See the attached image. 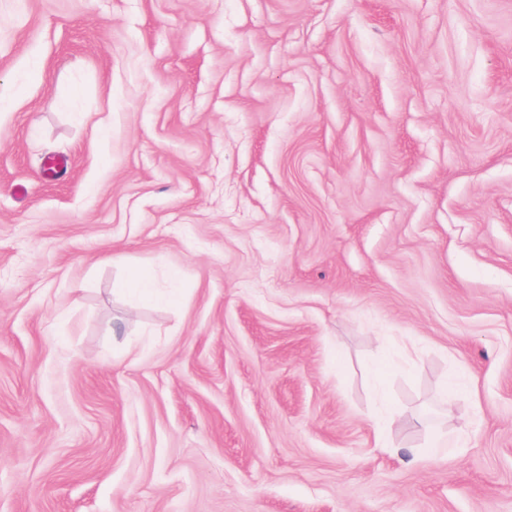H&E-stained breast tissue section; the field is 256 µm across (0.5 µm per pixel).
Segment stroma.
Here are the masks:
<instances>
[{"label": "stroma", "mask_w": 512, "mask_h": 512, "mask_svg": "<svg viewBox=\"0 0 512 512\" xmlns=\"http://www.w3.org/2000/svg\"><path fill=\"white\" fill-rule=\"evenodd\" d=\"M0 512H512V0H0Z\"/></svg>", "instance_id": "obj_1"}]
</instances>
